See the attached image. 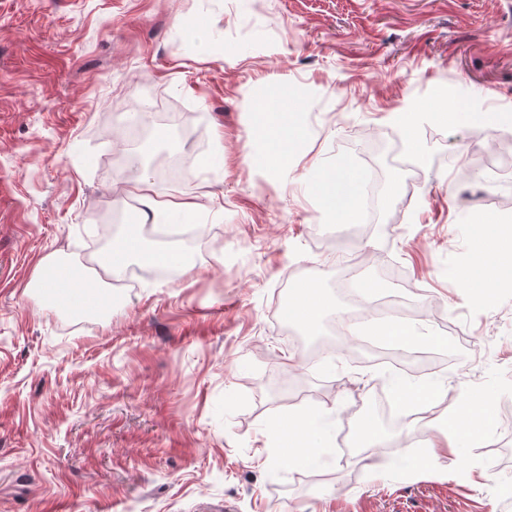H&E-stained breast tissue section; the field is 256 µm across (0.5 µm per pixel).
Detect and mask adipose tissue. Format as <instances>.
Listing matches in <instances>:
<instances>
[{
  "label": "adipose tissue",
  "instance_id": "obj_1",
  "mask_svg": "<svg viewBox=\"0 0 512 512\" xmlns=\"http://www.w3.org/2000/svg\"><path fill=\"white\" fill-rule=\"evenodd\" d=\"M299 109L298 102L283 91L265 94L253 108V122L266 145L260 162L267 170L282 176L287 175L306 136L305 128L296 120ZM363 182L361 169L342 163L319 169L311 190L323 214L332 223L347 224L358 217L359 190ZM174 260L173 253L146 246L136 234L130 233L102 254L99 263L109 276L118 277L133 263L156 267L171 264ZM478 267L495 274L512 269V231L496 234L493 240L481 245L471 264L460 273L465 285L486 298L490 295L487 282L474 277V270ZM326 309L324 289L315 282L305 281L297 286L289 302L288 316L313 327ZM318 422L314 411L305 410L279 423L282 463L302 467L319 457L321 448L314 436ZM492 422L493 415L488 404L467 403L453 411L448 422V433L477 443L487 437Z\"/></svg>",
  "mask_w": 512,
  "mask_h": 512
}]
</instances>
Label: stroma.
<instances>
[{"mask_svg": "<svg viewBox=\"0 0 512 512\" xmlns=\"http://www.w3.org/2000/svg\"><path fill=\"white\" fill-rule=\"evenodd\" d=\"M277 84L309 115L285 177L247 159L253 96ZM447 85L466 110L401 124ZM505 101L512 0H0V512H512V283L480 303L458 276L512 226V184L492 182ZM176 153L190 180L157 187L196 205L184 267L109 289L95 313L32 287L47 255L83 277L145 233L129 177ZM398 156L422 157L412 179ZM341 160L386 167L384 220L328 236L308 188ZM349 255L363 284L413 287V348L459 353L423 376L439 391L426 420L381 424L379 448L361 419L406 374L329 333ZM302 266L329 308L287 334L281 283ZM475 399L488 439L416 469ZM305 408L324 413V452L295 468L273 431Z\"/></svg>", "mask_w": 512, "mask_h": 512, "instance_id": "1", "label": "stroma"}]
</instances>
